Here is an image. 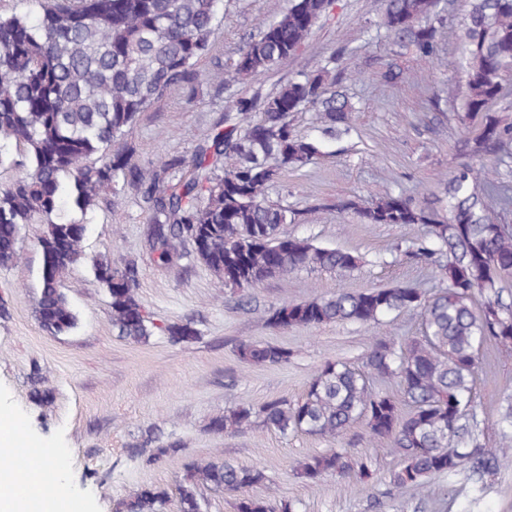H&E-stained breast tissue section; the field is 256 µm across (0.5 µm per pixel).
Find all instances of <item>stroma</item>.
Returning a JSON list of instances; mask_svg holds the SVG:
<instances>
[{"mask_svg":"<svg viewBox=\"0 0 512 512\" xmlns=\"http://www.w3.org/2000/svg\"><path fill=\"white\" fill-rule=\"evenodd\" d=\"M287 7L288 0H224V17L198 63L206 81L192 92L169 91L140 116L128 143L135 161L144 166L190 154L215 127L230 98L269 91L295 72L316 71L338 49L352 51L357 74L341 76L338 88L359 107L354 131L326 142L321 156L301 171L283 173L269 198L301 213L298 223L284 226V233L351 251L360 258L358 268L344 276L301 270L271 278L250 290V304L240 305L239 292L224 287L196 259L191 243L179 245L173 264L154 262L146 248L149 224L140 193L125 187L84 218L85 260L63 276L79 323L72 332L55 336L41 327L35 313L45 227L27 225L18 260L0 267V299L9 307L8 316L0 317V409L24 422L28 447L60 450L70 498L85 505L86 512H116L120 501L144 485L175 490L192 460L261 466L266 482L246 488V495L282 498L299 512H512V462L484 477L480 494L466 469L451 478H432L424 493L394 491L389 480L399 458L389 447L374 445L364 423L334 438L300 431L284 435L262 426L226 434L209 429L213 417L238 406L298 400L325 360L357 367L376 341L417 334L418 318L407 315L387 326L335 323L288 329L271 326L267 317L283 301L340 289H430L437 282L435 270L400 249L411 235L409 228L363 224L354 214L338 213L334 204L349 195L369 201L399 189L417 203L444 196L449 171L467 159L458 103L433 100L435 80L451 75L461 61L456 29H441L437 63L402 50L396 59L404 80L389 87L381 80L389 46L369 30L380 18L382 0H335L294 57L254 79L230 85L217 80L243 43ZM97 259L135 261L139 298L155 324H193L197 339L173 345L159 333L142 342L115 336L110 299L93 270ZM242 341L285 347L290 358L276 366L244 365L235 354ZM37 389L50 390L49 402L33 400ZM510 397L512 355L489 344L475 389L483 447L501 446L496 422ZM150 430L161 440L180 442L181 451L144 465L130 450ZM334 448L351 456L345 480L297 475L304 458ZM363 466L371 479L360 477Z\"/></svg>","mask_w":512,"mask_h":512,"instance_id":"stroma-1","label":"stroma"}]
</instances>
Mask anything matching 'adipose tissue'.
Wrapping results in <instances>:
<instances>
[{"label": "adipose tissue", "instance_id": "1", "mask_svg": "<svg viewBox=\"0 0 512 512\" xmlns=\"http://www.w3.org/2000/svg\"><path fill=\"white\" fill-rule=\"evenodd\" d=\"M22 430L20 419L0 420V512H68L65 467L58 451L32 457L23 466L16 464ZM47 472L54 476L56 491L34 498V489Z\"/></svg>", "mask_w": 512, "mask_h": 512}]
</instances>
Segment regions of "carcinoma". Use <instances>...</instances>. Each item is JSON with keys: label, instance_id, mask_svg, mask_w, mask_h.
Listing matches in <instances>:
<instances>
[{"label": "carcinoma", "instance_id": "1", "mask_svg": "<svg viewBox=\"0 0 512 512\" xmlns=\"http://www.w3.org/2000/svg\"><path fill=\"white\" fill-rule=\"evenodd\" d=\"M36 16H0V164L13 144L25 161L11 182L0 186V266L19 256L24 227L41 223L42 287L36 316L53 335L69 333L77 315L63 292L65 271L83 258L85 213L117 185L137 189L149 212L148 247L160 266L171 264L177 246L198 242L197 259L224 285L240 290L304 268L336 273L359 264L354 253L286 235L294 209L269 200L268 189L284 171H299L320 154L324 141L350 132L355 105L336 89L329 65L315 74L297 73L274 90L227 102L224 127L198 144L190 157H164L144 168L130 147L114 148L133 130L142 112L175 87L202 77L198 62L223 0H36ZM378 29L397 49L432 62L439 55L437 32L448 18L437 0H382ZM332 0H290L239 49L224 82L257 77L295 56L311 29L329 13ZM462 76L448 79V97L460 96V122L480 118L468 139L469 161L453 168L446 199L418 205L386 191L371 201L340 198L338 212L363 224H393L414 230L407 249L434 266L432 293L408 286L341 289L328 296L284 301L272 307L276 328L350 322L368 325L395 314L420 317V335L378 342L355 368L327 360L302 397L258 408L242 406L212 419L216 433L253 424L286 435L301 431L334 437L362 421L370 439L386 441L400 459L390 476L395 489H427L434 476H455L463 467L484 478L511 459L512 404L497 426L506 444L477 442L475 382L485 345L512 341V304L503 300L504 274L512 271V226L495 212L512 209V0H474L461 40ZM317 112L319 135L294 132L290 116ZM106 287L116 335L135 342L154 334V323L138 299L133 261L94 264ZM170 343H189L198 329L173 323L162 329ZM247 365H280L288 350L244 341L237 346ZM395 381L398 395L376 392L373 380ZM152 436L131 449L147 466L180 451ZM347 452L310 456L299 474L345 478ZM267 480L258 466L226 461L191 463L177 487L178 512H204L200 489L237 492ZM168 490L148 485L118 504L117 512H164ZM235 512H297L288 500L242 497Z\"/></svg>", "mask_w": 512, "mask_h": 512}]
</instances>
